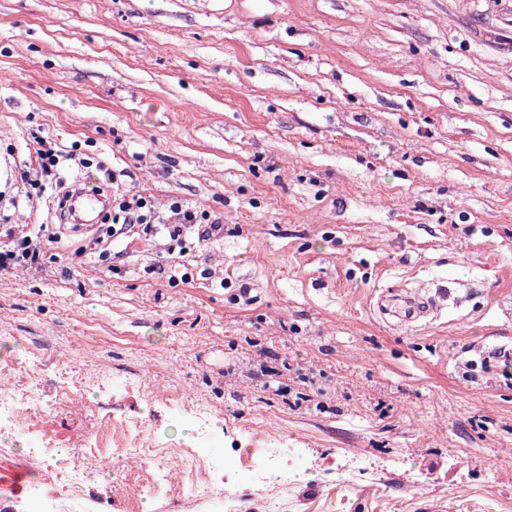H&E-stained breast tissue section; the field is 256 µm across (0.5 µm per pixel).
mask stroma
<instances>
[{
  "mask_svg": "<svg viewBox=\"0 0 512 512\" xmlns=\"http://www.w3.org/2000/svg\"><path fill=\"white\" fill-rule=\"evenodd\" d=\"M36 131L76 154L65 186L111 191L105 166L223 233L67 260L62 188L20 180ZM1 161L0 244L60 241L0 272V370L33 394L0 448L48 472L81 436L106 475L18 465L0 505L183 512L204 461L272 444L305 477L242 512H512V0H0ZM167 259L193 281L149 274ZM403 282L435 320L370 317Z\"/></svg>",
  "mask_w": 512,
  "mask_h": 512,
  "instance_id": "stroma-1",
  "label": "stroma"
}]
</instances>
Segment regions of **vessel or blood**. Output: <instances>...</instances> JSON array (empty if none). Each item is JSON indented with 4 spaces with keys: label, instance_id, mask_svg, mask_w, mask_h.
Instances as JSON below:
<instances>
[{
    "label": "vessel or blood",
    "instance_id": "obj_1",
    "mask_svg": "<svg viewBox=\"0 0 512 512\" xmlns=\"http://www.w3.org/2000/svg\"><path fill=\"white\" fill-rule=\"evenodd\" d=\"M369 312L389 326H415L430 322L437 314L435 299L421 289H381L369 301Z\"/></svg>",
    "mask_w": 512,
    "mask_h": 512
}]
</instances>
